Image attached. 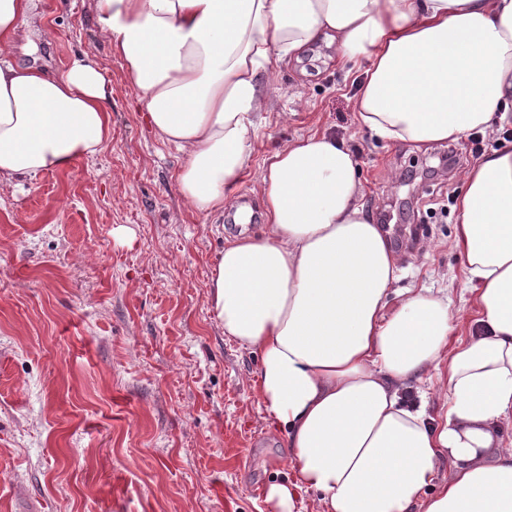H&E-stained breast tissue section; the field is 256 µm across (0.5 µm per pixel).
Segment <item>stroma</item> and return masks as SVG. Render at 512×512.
<instances>
[{
  "label": "stroma",
  "mask_w": 512,
  "mask_h": 512,
  "mask_svg": "<svg viewBox=\"0 0 512 512\" xmlns=\"http://www.w3.org/2000/svg\"><path fill=\"white\" fill-rule=\"evenodd\" d=\"M17 63L63 73L97 63L112 88V138L66 172L0 193V512H268L263 490L293 479L290 451L263 420L256 358L224 337L207 302L211 266L241 228L183 199V156L145 106L96 22V0H33ZM329 49L276 63L271 102L251 137L236 196L256 198L282 144L326 130L360 165L363 203L382 217L410 198L397 288L448 293L468 335L477 313L467 262L452 246L459 170L358 127L357 84ZM435 166L425 182L387 169ZM128 231L127 240L115 236Z\"/></svg>",
  "instance_id": "35a3bbf8"
}]
</instances>
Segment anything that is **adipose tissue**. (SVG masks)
<instances>
[{"mask_svg":"<svg viewBox=\"0 0 512 512\" xmlns=\"http://www.w3.org/2000/svg\"><path fill=\"white\" fill-rule=\"evenodd\" d=\"M32 0H0V192L70 170L112 136L97 64L60 75L14 62ZM97 23L153 132L184 155L183 198L248 217L233 186L263 121L273 63L323 41L366 61L360 127L416 149L512 120V0H96ZM264 224L225 244L207 300L225 338L257 355L264 418L292 450L295 480L270 512H512V144L461 176L453 246L477 280L468 338L447 295L394 286L398 255L363 203L354 152L312 132L260 172ZM441 383L445 411L412 400ZM449 460L453 478L438 465ZM439 387V383L436 377H432L431 380L427 378L422 382L413 383V394L418 396V391L427 392L428 399V412L434 417H437L442 410V397L437 394V388Z\"/></svg>","mask_w":512,"mask_h":512,"instance_id":"ef3b65f1","label":"adipose tissue"}]
</instances>
